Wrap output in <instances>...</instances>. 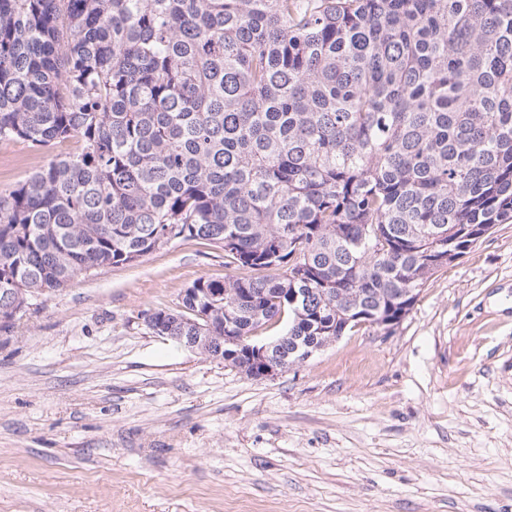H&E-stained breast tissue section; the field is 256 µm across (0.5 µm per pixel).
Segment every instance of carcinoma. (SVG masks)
<instances>
[{"label":"carcinoma","mask_w":512,"mask_h":512,"mask_svg":"<svg viewBox=\"0 0 512 512\" xmlns=\"http://www.w3.org/2000/svg\"><path fill=\"white\" fill-rule=\"evenodd\" d=\"M72 142L0 192V289L178 238L224 247L158 335L290 347L402 319L512 222V0H0V140Z\"/></svg>","instance_id":"carcinoma-1"}]
</instances>
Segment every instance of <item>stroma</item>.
<instances>
[{"instance_id":"stroma-1","label":"stroma","mask_w":512,"mask_h":512,"mask_svg":"<svg viewBox=\"0 0 512 512\" xmlns=\"http://www.w3.org/2000/svg\"><path fill=\"white\" fill-rule=\"evenodd\" d=\"M66 143L0 141V191ZM224 249L177 239L0 332V512H512V224L274 379L155 335Z\"/></svg>"}]
</instances>
